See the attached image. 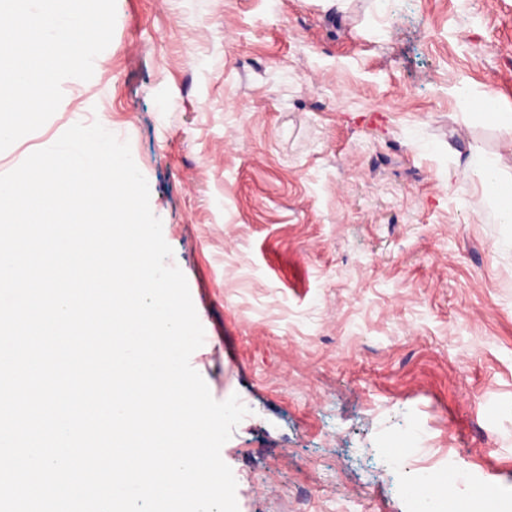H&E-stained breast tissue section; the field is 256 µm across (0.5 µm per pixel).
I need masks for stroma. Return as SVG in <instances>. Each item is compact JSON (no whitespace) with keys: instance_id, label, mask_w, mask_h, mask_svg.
I'll list each match as a JSON object with an SVG mask.
<instances>
[{"instance_id":"1","label":"stroma","mask_w":512,"mask_h":512,"mask_svg":"<svg viewBox=\"0 0 512 512\" xmlns=\"http://www.w3.org/2000/svg\"><path fill=\"white\" fill-rule=\"evenodd\" d=\"M0 174L70 126L130 144L205 331L190 363L248 413L238 512H512V0H116ZM487 171L486 189L495 203L497 216L502 224H512V183H503L497 176V162L494 158L483 161ZM416 500L420 509V512H436V504L439 503L442 490L436 484V481L432 477L420 475L413 487Z\"/></svg>"}]
</instances>
